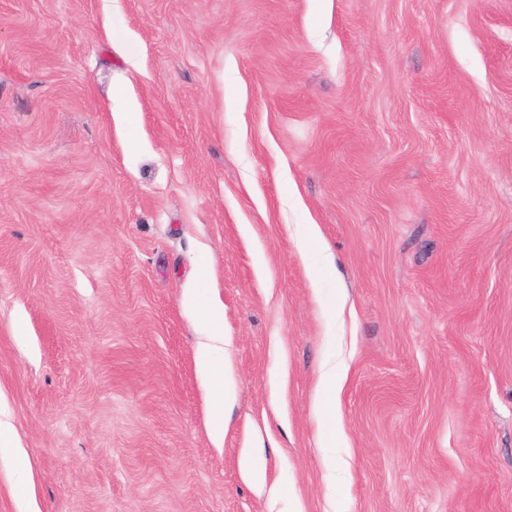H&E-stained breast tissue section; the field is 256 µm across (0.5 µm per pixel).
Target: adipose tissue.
I'll return each instance as SVG.
<instances>
[{
    "label": "adipose tissue",
    "mask_w": 512,
    "mask_h": 512,
    "mask_svg": "<svg viewBox=\"0 0 512 512\" xmlns=\"http://www.w3.org/2000/svg\"><path fill=\"white\" fill-rule=\"evenodd\" d=\"M205 340L198 347L199 367L210 386L209 426L216 434L224 432V402L231 395L224 368V318L218 302L197 306Z\"/></svg>",
    "instance_id": "obj_1"
}]
</instances>
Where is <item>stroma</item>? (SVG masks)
Wrapping results in <instances>:
<instances>
[{
    "mask_svg": "<svg viewBox=\"0 0 512 512\" xmlns=\"http://www.w3.org/2000/svg\"><path fill=\"white\" fill-rule=\"evenodd\" d=\"M0 408V512H512V0H0ZM198 318L206 341L197 351L199 367L210 386V429L219 435L224 432V402L231 395L224 368V318L217 301L197 305ZM17 448H20L13 427L7 421L0 419V454L9 453L14 455L16 469L25 474L28 472V462L23 454Z\"/></svg>",
    "mask_w": 512,
    "mask_h": 512,
    "instance_id": "obj_1",
    "label": "stroma"
}]
</instances>
